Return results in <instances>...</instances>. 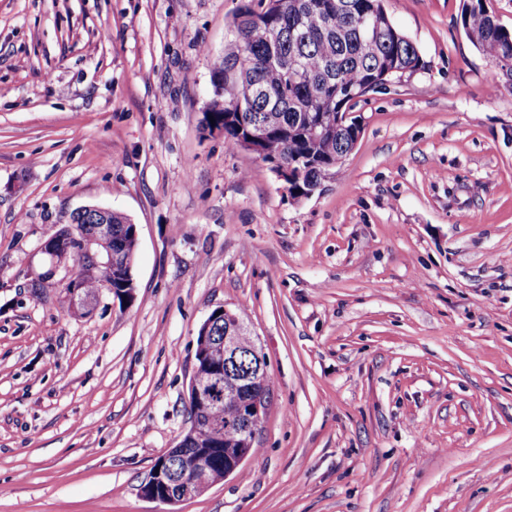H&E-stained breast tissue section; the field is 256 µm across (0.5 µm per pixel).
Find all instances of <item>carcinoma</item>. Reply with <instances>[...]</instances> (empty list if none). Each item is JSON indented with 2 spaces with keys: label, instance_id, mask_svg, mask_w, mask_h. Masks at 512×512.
I'll return each mask as SVG.
<instances>
[{
  "label": "carcinoma",
  "instance_id": "cac0c4a2",
  "mask_svg": "<svg viewBox=\"0 0 512 512\" xmlns=\"http://www.w3.org/2000/svg\"><path fill=\"white\" fill-rule=\"evenodd\" d=\"M306 0H245L235 15L224 52L215 61L210 76L211 107L203 113V127L218 129L224 145L244 148L247 129L253 120L275 114L258 157L271 166L278 161L294 162L300 178L287 186L296 200L311 187L322 183L349 150L355 123H339L338 113L357 106L337 88L374 89L384 72L394 66L419 70L423 61L417 47L382 11L381 0H318L321 7L306 10ZM382 20L378 33L363 31L362 20ZM467 38L501 70L512 83V30L502 26L486 7V0H463L460 14ZM301 61L303 78L289 76V60ZM256 94L241 112L229 107L246 97L248 87ZM113 236L133 244L129 231L132 220L112 212ZM70 279L84 295L95 298L107 286L112 297L123 300L125 272L101 265L89 275L84 259L74 249L63 256ZM201 336L197 333L195 361L200 366L221 365V352L201 357ZM190 416L212 415L224 422L210 434L213 482L224 480V450L240 448L242 434L239 403L224 399L215 410L189 405Z\"/></svg>",
  "mask_w": 512,
  "mask_h": 512
}]
</instances>
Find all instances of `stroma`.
Instances as JSON below:
<instances>
[{"mask_svg": "<svg viewBox=\"0 0 512 512\" xmlns=\"http://www.w3.org/2000/svg\"><path fill=\"white\" fill-rule=\"evenodd\" d=\"M242 3L0 0V512H512V84L463 0H385L424 67L297 201L202 128ZM87 205L138 249L81 315L30 283ZM220 306L274 382L254 457L146 499Z\"/></svg>", "mask_w": 512, "mask_h": 512, "instance_id": "obj_1", "label": "stroma"}]
</instances>
